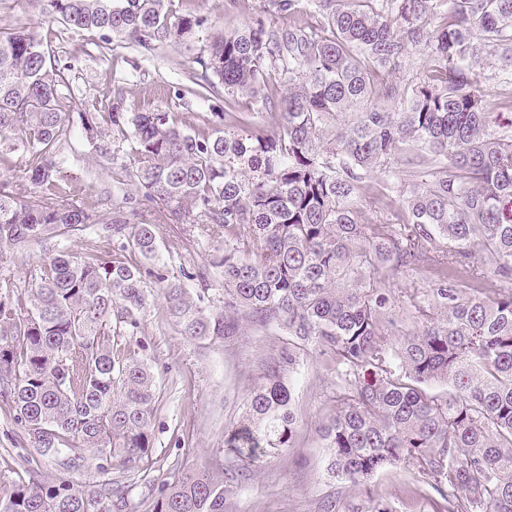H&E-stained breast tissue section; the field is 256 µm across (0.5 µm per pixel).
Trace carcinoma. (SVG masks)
<instances>
[{"label": "carcinoma", "instance_id": "cac0c4a2", "mask_svg": "<svg viewBox=\"0 0 512 512\" xmlns=\"http://www.w3.org/2000/svg\"><path fill=\"white\" fill-rule=\"evenodd\" d=\"M31 2L107 44L178 43L204 23L169 0ZM298 8L311 21L278 24ZM416 52L426 69L404 83ZM196 62L211 75L198 94L224 93L222 129L130 111L120 94L84 113L100 153L103 123L129 146L128 181L157 210L77 252L65 241L96 219L55 180L70 66L36 32L0 29V145L23 151L31 189L0 191V254L48 246L27 289L0 295V400L31 447L151 467L156 381L122 341L141 325L144 262L166 225L193 224L224 244L212 261L224 306L159 276L170 313L191 339L246 321L330 358L343 388L320 427L331 477L359 485L399 467L439 496L432 512H512V122L485 110L481 89L483 66L512 68V0H268ZM243 98L268 111H238ZM407 268L432 288L403 314L387 283ZM285 359H270L230 439L252 463L290 447ZM228 493L205 469L183 473L148 493L146 512H226ZM0 512H126V498L116 481L25 468L0 480ZM346 512L396 509L370 499Z\"/></svg>", "mask_w": 512, "mask_h": 512}]
</instances>
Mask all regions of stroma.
<instances>
[{
    "label": "stroma",
    "instance_id": "stroma-1",
    "mask_svg": "<svg viewBox=\"0 0 512 512\" xmlns=\"http://www.w3.org/2000/svg\"><path fill=\"white\" fill-rule=\"evenodd\" d=\"M263 4L264 0H198L196 8L206 17L205 26L194 29L183 43L146 50L128 41L99 48L97 35L76 33L49 21L30 0H0V27L34 30L70 62L75 100L69 114L70 135L61 146L66 162L58 178L69 189L72 202L92 209L102 225L121 214L132 224L152 219L154 208L147 201L131 209L121 207L133 158L125 150L103 156L86 139L80 121L84 102H96L98 111H107L119 89L131 110L158 108L194 123L210 119L223 111L224 101L193 95L194 82L202 75L195 58L211 33L249 22ZM217 249L192 225L171 224L155 266L169 281L187 288L192 282L185 279V272L206 270L209 294L220 307L224 283L208 267ZM46 255L45 247L31 245L0 257V286L22 285ZM282 341L279 330L259 331L250 325L232 339L192 340L182 335L163 297L149 300L141 327L137 335L127 337L126 347L149 359L157 381L153 464L145 471L116 465L109 476L127 486L129 512H145L142 499L148 483H161L175 472L212 470L219 464L225 473L237 476L227 498L228 512H320L330 500L344 510L367 496L392 502L397 512H432L429 501L417 494L414 476L405 470L381 471L361 488L328 477V451L318 428L336 412V368L312 350L297 357L285 372L293 386L297 417L291 447L250 465L228 446L227 438L239 426L251 393L264 381L266 361L279 352ZM27 462L45 478H66L79 485L106 477L89 452L74 468L37 455L0 403V478Z\"/></svg>",
    "mask_w": 512,
    "mask_h": 512
}]
</instances>
